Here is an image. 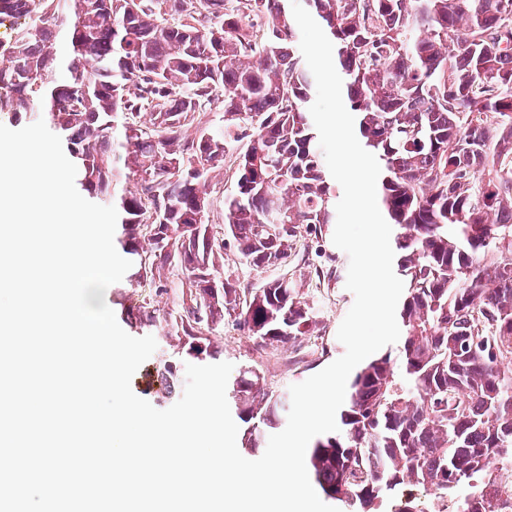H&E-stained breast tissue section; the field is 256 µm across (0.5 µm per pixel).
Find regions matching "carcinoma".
Segmentation results:
<instances>
[{"label": "carcinoma", "instance_id": "obj_1", "mask_svg": "<svg viewBox=\"0 0 512 512\" xmlns=\"http://www.w3.org/2000/svg\"><path fill=\"white\" fill-rule=\"evenodd\" d=\"M300 2L333 43L345 107L380 165L405 288L398 358L355 373L339 431L310 448V474L352 512H384L406 485L448 496L457 512H502L512 497V0ZM5 17L26 22L0 47V112L43 119L77 167V190L115 206L130 287L148 280L160 293L181 271L177 308L123 300L121 321L136 333L164 325L201 363L217 350L208 336L196 350L195 336L227 315L266 345L309 335L314 310L293 278L244 293L226 277L213 296L194 276L221 275L228 239L242 263L277 266L301 229L337 221L291 0H0ZM210 107L223 123L187 133ZM243 139L218 234L208 188ZM157 378L171 395L175 367ZM227 392L255 452L285 401L252 369Z\"/></svg>", "mask_w": 512, "mask_h": 512}]
</instances>
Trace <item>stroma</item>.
Listing matches in <instances>:
<instances>
[{"instance_id":"stroma-1","label":"stroma","mask_w":512,"mask_h":512,"mask_svg":"<svg viewBox=\"0 0 512 512\" xmlns=\"http://www.w3.org/2000/svg\"><path fill=\"white\" fill-rule=\"evenodd\" d=\"M325 233L327 238L320 244L312 236L301 237L291 257L276 268H252L240 261L234 248L224 251V274L239 287L256 288L286 273L302 279L304 297L316 309L318 322L312 335L285 345L262 344L239 330L229 317L214 332L212 341L220 352V361L232 363L237 369H257L267 386L277 392L289 390L291 385L320 372L345 352L337 331L354 302L353 294L346 288L349 257L333 244V228H326ZM329 267L336 268L337 278L318 280L316 269ZM153 336L157 349L135 372L131 387L137 396L164 410L171 402L158 395L150 375L167 360L172 361L177 372H184L190 358L177 351L175 338L160 330L154 331Z\"/></svg>"}]
</instances>
